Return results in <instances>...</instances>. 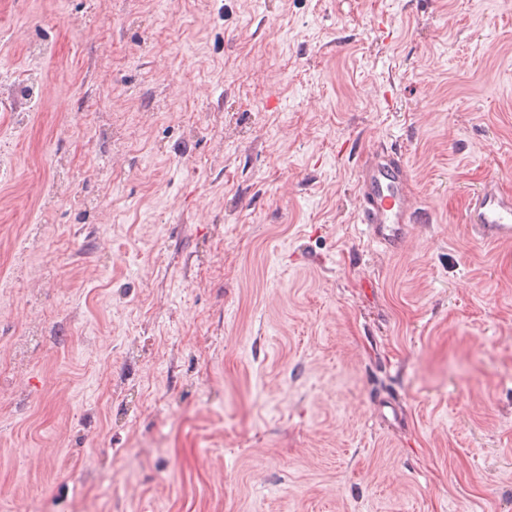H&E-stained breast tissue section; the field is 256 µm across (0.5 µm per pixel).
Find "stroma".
Instances as JSON below:
<instances>
[{
	"instance_id": "35a3bbf8",
	"label": "stroma",
	"mask_w": 512,
	"mask_h": 512,
	"mask_svg": "<svg viewBox=\"0 0 512 512\" xmlns=\"http://www.w3.org/2000/svg\"><path fill=\"white\" fill-rule=\"evenodd\" d=\"M489 180L512 0H0V512H512ZM359 219L372 242L396 251L406 243L417 209L407 189L405 163L400 153L376 151L357 173ZM466 223L473 224L485 241H511L512 194L494 181L485 183L471 200Z\"/></svg>"
}]
</instances>
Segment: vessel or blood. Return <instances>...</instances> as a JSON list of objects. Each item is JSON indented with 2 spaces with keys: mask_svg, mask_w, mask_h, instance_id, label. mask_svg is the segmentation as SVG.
Wrapping results in <instances>:
<instances>
[{
  "mask_svg": "<svg viewBox=\"0 0 512 512\" xmlns=\"http://www.w3.org/2000/svg\"><path fill=\"white\" fill-rule=\"evenodd\" d=\"M359 219L372 242L396 251L406 243L417 209L407 189L401 154L380 150L360 167ZM483 240H512V194L495 182H487L472 198L466 215Z\"/></svg>",
  "mask_w": 512,
  "mask_h": 512,
  "instance_id": "b4317fda",
  "label": "vessel or blood"
}]
</instances>
